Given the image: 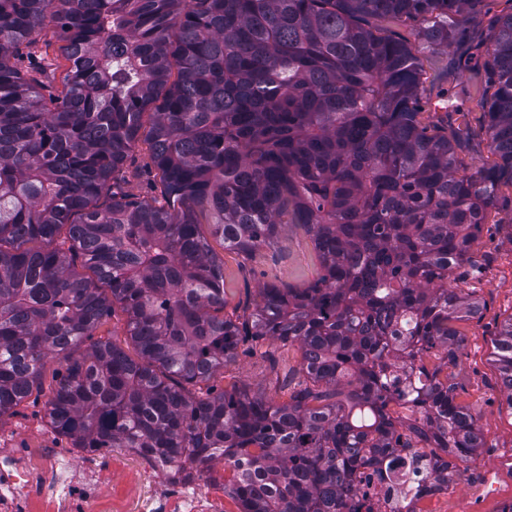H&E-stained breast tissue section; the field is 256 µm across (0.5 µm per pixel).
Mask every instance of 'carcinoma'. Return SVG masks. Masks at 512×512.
Masks as SVG:
<instances>
[{"label": "carcinoma", "instance_id": "1", "mask_svg": "<svg viewBox=\"0 0 512 512\" xmlns=\"http://www.w3.org/2000/svg\"><path fill=\"white\" fill-rule=\"evenodd\" d=\"M481 3L0 0V418L49 360L65 362L48 417L73 447L222 460L240 512H360L358 469L385 462L397 480L394 453L421 444L440 481L448 458L484 447L442 376L464 343L455 322L480 309L448 279L473 263L491 212L512 225L499 195L512 185V13L484 33L478 104L499 161L474 172L447 100L421 120L410 43L371 27L418 22L417 37L450 53ZM48 18L69 66L47 105L49 45L35 75L21 61ZM142 136L161 202L111 184ZM287 224L310 236L323 274L224 316L210 239L248 256ZM116 303L134 357L84 346ZM249 337L299 345L304 380L288 403L186 388ZM495 349L512 412V318ZM405 397L424 425L403 433L390 405Z\"/></svg>", "mask_w": 512, "mask_h": 512}]
</instances>
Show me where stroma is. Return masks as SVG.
Masks as SVG:
<instances>
[{"instance_id":"obj_1","label":"stroma","mask_w":512,"mask_h":512,"mask_svg":"<svg viewBox=\"0 0 512 512\" xmlns=\"http://www.w3.org/2000/svg\"><path fill=\"white\" fill-rule=\"evenodd\" d=\"M379 27L412 40L413 52L424 71V96L436 95L442 89L455 95L477 142L476 147L462 152L469 170L492 166L497 157L487 145L483 112L477 105L483 53L471 51L466 68L453 81L446 77L447 53L416 41L410 25L383 21ZM113 181L139 198L161 199L163 186L146 141H138L125 164L114 173ZM500 219L499 213H491L474 245L477 271L465 275L457 272L451 277L452 287L481 302L478 316L456 324L465 346L457 363L449 366L448 375L457 402L475 416L485 446L469 461L457 490L447 501L426 502V512H498L501 504L512 500V415L503 405L494 356L501 326L512 317V228L502 225ZM212 247L224 265V313L232 318L254 310L262 288H305L322 272L311 238L292 224L283 227L273 246L259 248L248 256L224 249L217 241ZM301 362L298 344L251 338L240 344L233 360L207 381L193 386L192 392L216 395L236 388L285 404L303 379ZM66 368V363L48 361L39 390L0 418L1 453L15 448L72 447V440L58 434L47 417L48 403Z\"/></svg>"}]
</instances>
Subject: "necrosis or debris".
Segmentation results:
<instances>
[{"label":"necrosis or debris","instance_id":"obj_1","mask_svg":"<svg viewBox=\"0 0 512 512\" xmlns=\"http://www.w3.org/2000/svg\"><path fill=\"white\" fill-rule=\"evenodd\" d=\"M94 468L74 467L67 448H25L0 459V512H225L224 470L205 472L162 465L138 448H102ZM132 477L123 492L111 489L121 468ZM423 469L415 484H391L377 468L357 476L371 512H406L417 488L429 484Z\"/></svg>","mask_w":512,"mask_h":512}]
</instances>
